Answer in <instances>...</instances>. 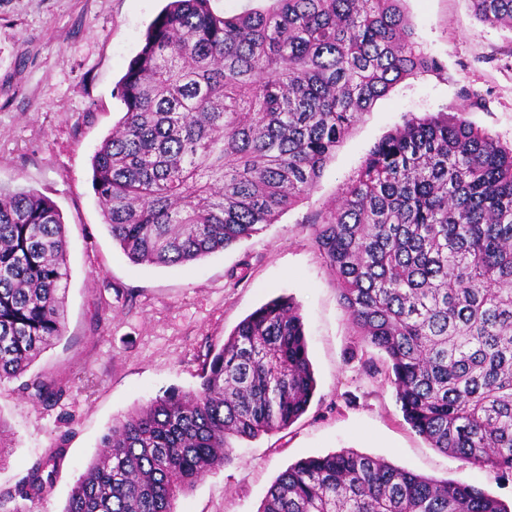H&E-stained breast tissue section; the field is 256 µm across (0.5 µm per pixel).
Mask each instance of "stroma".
Wrapping results in <instances>:
<instances>
[{"label": "stroma", "mask_w": 512, "mask_h": 512, "mask_svg": "<svg viewBox=\"0 0 512 512\" xmlns=\"http://www.w3.org/2000/svg\"><path fill=\"white\" fill-rule=\"evenodd\" d=\"M164 0H0V185L37 191L66 229L64 330L29 376L66 382L42 403L0 381L9 456L0 493L66 448L54 486L30 512H62L113 422L170 389L197 388L210 348L247 315L285 297L302 317L316 389L288 428L233 443L232 460L180 494L175 512H257L276 477L341 450L381 457L433 479L512 502V478L431 448L404 422L391 384L363 370L365 352L338 283L312 243L309 219L333 207L370 148L413 116L460 113L512 145V28L480 21L469 0H404L413 39L442 66L412 76L363 113L317 188L278 221L187 265L131 263L103 222L91 159L122 116L114 92Z\"/></svg>", "instance_id": "obj_1"}]
</instances>
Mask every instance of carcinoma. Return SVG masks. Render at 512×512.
I'll use <instances>...</instances> for the list:
<instances>
[{
	"label": "carcinoma",
	"mask_w": 512,
	"mask_h": 512,
	"mask_svg": "<svg viewBox=\"0 0 512 512\" xmlns=\"http://www.w3.org/2000/svg\"><path fill=\"white\" fill-rule=\"evenodd\" d=\"M169 0L116 86L124 115L92 158L104 224L130 262L174 266L250 238L308 195L349 129L399 82L440 70L401 0H271L225 17ZM512 24V0H470ZM366 372L395 389L430 445L512 478V147L462 115L411 117L377 141L339 204L310 220ZM66 231L48 197L0 186V380L25 379L63 332ZM199 387L112 425L63 512H174L231 461L232 440L280 431L314 389L302 318L276 298L209 351ZM52 448L12 499L51 488ZM260 512H512L483 490L354 451L300 460Z\"/></svg>",
	"instance_id": "1"
}]
</instances>
